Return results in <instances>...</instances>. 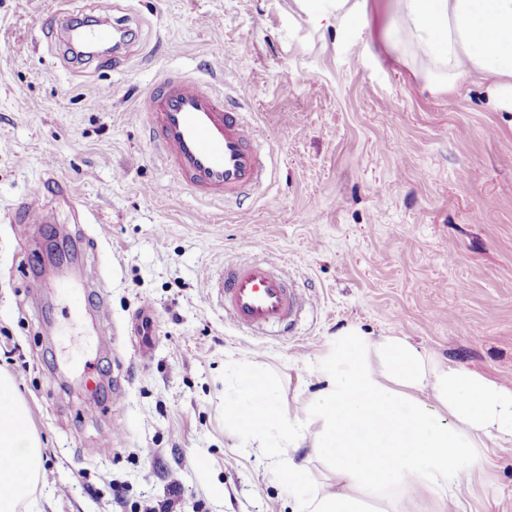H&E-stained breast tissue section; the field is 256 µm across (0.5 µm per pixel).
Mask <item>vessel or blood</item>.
<instances>
[{
    "label": "vessel or blood",
    "instance_id": "vessel-or-blood-1",
    "mask_svg": "<svg viewBox=\"0 0 512 512\" xmlns=\"http://www.w3.org/2000/svg\"><path fill=\"white\" fill-rule=\"evenodd\" d=\"M123 32L121 20L102 17L85 30L84 38L110 47L117 67L126 57ZM233 100L177 72L167 73L145 94L138 110L150 141L174 173L171 191L189 189L206 199L228 200L266 180L267 153L255 126ZM17 216L27 224L54 219L39 188L23 200ZM216 288L225 316L251 330L292 332L298 315L311 303L272 263L254 258L225 265Z\"/></svg>",
    "mask_w": 512,
    "mask_h": 512
}]
</instances>
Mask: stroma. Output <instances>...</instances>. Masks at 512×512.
<instances>
[{
	"label": "stroma",
	"instance_id": "stroma-1",
	"mask_svg": "<svg viewBox=\"0 0 512 512\" xmlns=\"http://www.w3.org/2000/svg\"><path fill=\"white\" fill-rule=\"evenodd\" d=\"M369 24L306 0H126L137 44L72 62L56 18L111 13L115 0H0V370L11 375L44 450L18 512H298L278 457L224 432L229 361L280 382L284 411L320 388L311 365L346 326L400 336L434 358L512 382V112L486 84L426 89ZM178 71L220 91L245 84L246 117L273 166L263 190L228 204L169 190L171 172L134 114ZM61 167H54L56 159ZM92 209L23 224L26 193L51 175ZM75 249L101 277L86 326L43 257ZM277 263L314 305L293 335L252 334L224 316L211 282L243 254ZM155 319L140 359L132 319ZM98 405L87 414V403ZM124 488L114 502L113 487ZM444 512H512V447L493 448Z\"/></svg>",
	"mask_w": 512,
	"mask_h": 512
}]
</instances>
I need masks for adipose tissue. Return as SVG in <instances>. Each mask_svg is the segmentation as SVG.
<instances>
[{
    "instance_id": "obj_1",
    "label": "adipose tissue",
    "mask_w": 512,
    "mask_h": 512,
    "mask_svg": "<svg viewBox=\"0 0 512 512\" xmlns=\"http://www.w3.org/2000/svg\"><path fill=\"white\" fill-rule=\"evenodd\" d=\"M403 20L390 45L418 60L430 92H454L467 78L489 83V103L512 112V0H396ZM322 383L304 415L285 413L277 386L241 362L224 403V429L276 453L306 448L326 461L330 483L308 494L307 465L278 476L305 491L301 512H375L373 496L395 488L446 501L460 492L491 448L512 447V387L435 360L399 336L338 331L317 358ZM23 476L0 471V512H16L30 492L42 443L12 378L0 374V457Z\"/></svg>"
}]
</instances>
